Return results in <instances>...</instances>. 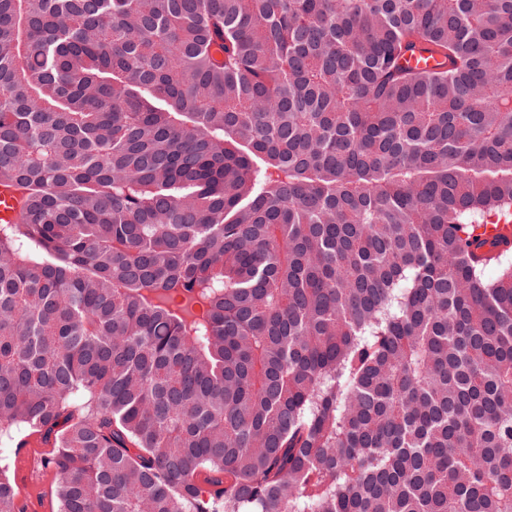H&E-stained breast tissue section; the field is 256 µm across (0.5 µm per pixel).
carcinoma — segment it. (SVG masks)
<instances>
[{"instance_id": "cac0c4a2", "label": "carcinoma", "mask_w": 512, "mask_h": 512, "mask_svg": "<svg viewBox=\"0 0 512 512\" xmlns=\"http://www.w3.org/2000/svg\"><path fill=\"white\" fill-rule=\"evenodd\" d=\"M0 186L57 512H512V0H0Z\"/></svg>"}]
</instances>
